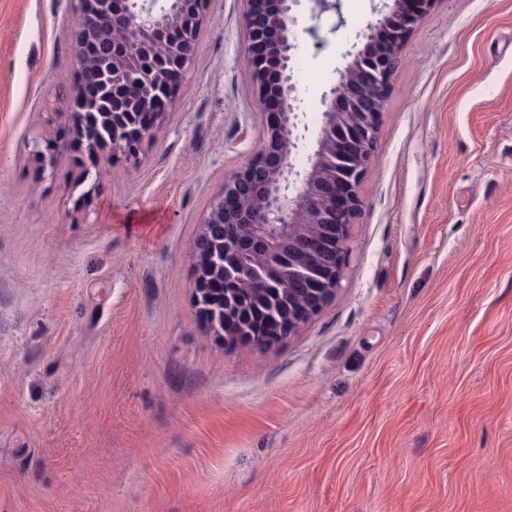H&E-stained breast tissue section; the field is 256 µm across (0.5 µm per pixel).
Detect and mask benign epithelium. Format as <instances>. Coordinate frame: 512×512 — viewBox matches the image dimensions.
Wrapping results in <instances>:
<instances>
[{"label": "benign epithelium", "instance_id": "7a95c632", "mask_svg": "<svg viewBox=\"0 0 512 512\" xmlns=\"http://www.w3.org/2000/svg\"><path fill=\"white\" fill-rule=\"evenodd\" d=\"M300 0H246L248 51L257 100L265 120L263 143L241 171L229 177L191 249L192 265L206 263L194 303L216 336L254 340L243 307L229 306L226 288L251 282L282 297L267 315V336L282 340L334 298L350 252V227L358 210L356 187L367 169L392 78L404 43L434 0H393L360 34L366 47L339 72L323 95L324 122L306 169L287 162L299 139L292 82L295 44L290 28ZM208 0H80L76 13L78 66L89 47L99 66L71 115L82 130L89 157L103 150L137 162L144 142L162 128L171 103L169 85L193 61V42ZM66 144L34 140L31 155L41 168L55 163ZM251 200L258 208L229 211L228 203ZM229 224H246L245 238ZM288 277L282 288L281 277Z\"/></svg>", "mask_w": 512, "mask_h": 512}]
</instances>
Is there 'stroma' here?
<instances>
[{
  "label": "stroma",
  "mask_w": 512,
  "mask_h": 512,
  "mask_svg": "<svg viewBox=\"0 0 512 512\" xmlns=\"http://www.w3.org/2000/svg\"><path fill=\"white\" fill-rule=\"evenodd\" d=\"M382 4L296 8L293 163ZM76 5L0 0V512H512V0H435L411 33L341 286L269 347L192 305L190 250L261 146L245 0H211L138 163L44 171ZM33 143L31 155L42 169L53 166L59 152L66 149V144L57 138L35 139Z\"/></svg>",
  "instance_id": "obj_1"
}]
</instances>
